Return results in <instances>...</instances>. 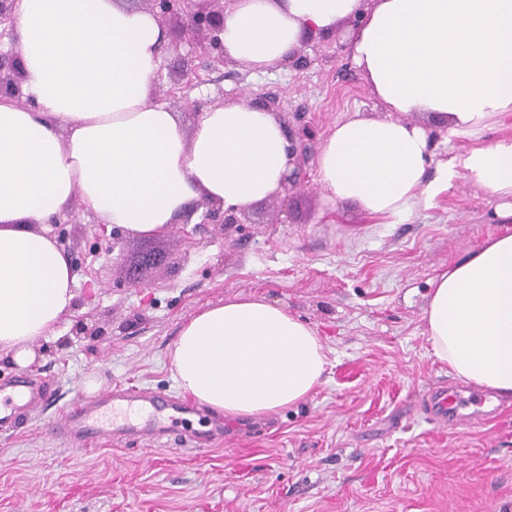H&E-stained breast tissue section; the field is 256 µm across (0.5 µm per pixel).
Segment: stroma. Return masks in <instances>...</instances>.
Listing matches in <instances>:
<instances>
[{
	"label": "stroma",
	"instance_id": "stroma-1",
	"mask_svg": "<svg viewBox=\"0 0 512 512\" xmlns=\"http://www.w3.org/2000/svg\"><path fill=\"white\" fill-rule=\"evenodd\" d=\"M307 54L301 71L226 63L220 81L170 105L189 129V100L274 94L305 112L318 144L353 112L385 116L332 38ZM500 204L461 177L408 222L387 224L330 203L311 165L306 187L284 205L252 204L250 223L205 224L197 209L190 223L129 233L112 249L73 199L54 234L78 278L75 306L28 366L0 358V382L24 375L53 389L19 425L0 426V512H512V406L466 428L420 411L429 390L457 383L427 339L431 281L504 231ZM237 294L316 330L329 364L305 401L257 421L199 410L183 428L224 435L191 449L164 418L154 442L127 434L85 446L53 433L90 378L104 393L177 395L170 352L182 323Z\"/></svg>",
	"mask_w": 512,
	"mask_h": 512
}]
</instances>
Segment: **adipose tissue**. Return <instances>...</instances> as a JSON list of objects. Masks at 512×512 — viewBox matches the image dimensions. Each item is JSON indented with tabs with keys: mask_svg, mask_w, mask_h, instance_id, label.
Returning a JSON list of instances; mask_svg holds the SVG:
<instances>
[{
	"mask_svg": "<svg viewBox=\"0 0 512 512\" xmlns=\"http://www.w3.org/2000/svg\"><path fill=\"white\" fill-rule=\"evenodd\" d=\"M363 21L348 55L388 114L340 122L316 157L334 202L400 224L466 177L512 197V0H240L224 51L256 68L286 61L306 31ZM26 105L0 99V354L19 366L72 310L76 276L50 229L33 221L72 201L103 223L150 236L206 200L247 207L291 168L273 113L240 100L180 113L151 94L164 33L122 0H17ZM427 116L468 140L427 171ZM509 134L487 141V131ZM423 312L449 374L512 399V233L486 240L433 280ZM180 391L213 412L260 419L306 400L328 364L316 331L277 303L236 295L182 325L171 353Z\"/></svg>",
	"mask_w": 512,
	"mask_h": 512,
	"instance_id": "1",
	"label": "adipose tissue"
}]
</instances>
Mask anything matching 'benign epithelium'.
<instances>
[{
	"mask_svg": "<svg viewBox=\"0 0 512 512\" xmlns=\"http://www.w3.org/2000/svg\"><path fill=\"white\" fill-rule=\"evenodd\" d=\"M146 10L156 18L171 39L176 41L183 34H190L198 40L199 63L182 69L174 76L167 95L175 96L186 89L204 83L200 72H211L225 64L224 56V12L225 4H234L237 0H141ZM16 0H0V40L13 37V14ZM24 80L21 54L14 51H0V98H10L23 105L29 102L22 99L21 85ZM251 102L262 109L275 114L282 111L283 101L272 95L261 94ZM309 158L305 143L304 129L300 128L288 138V164L293 166L288 181L282 186L281 193L286 195L298 183L306 178V163ZM205 208V220L209 224H238L240 216L246 214L244 208H221L207 201L201 203Z\"/></svg>",
	"mask_w": 512,
	"mask_h": 512,
	"instance_id": "7a95c632",
	"label": "benign epithelium"
}]
</instances>
